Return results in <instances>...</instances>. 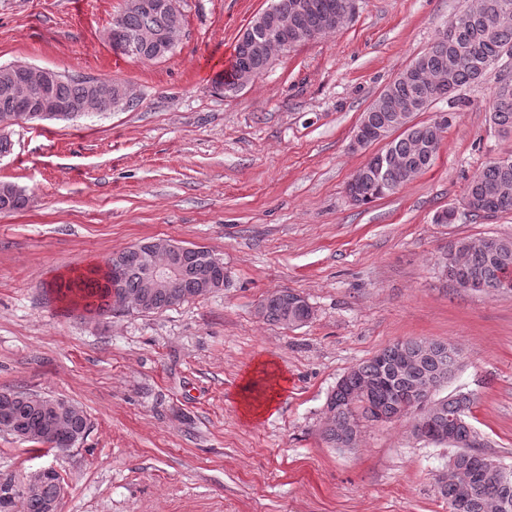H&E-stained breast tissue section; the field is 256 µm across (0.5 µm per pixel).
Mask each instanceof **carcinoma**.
Here are the masks:
<instances>
[{
    "label": "carcinoma",
    "instance_id": "cac0c4a2",
    "mask_svg": "<svg viewBox=\"0 0 512 512\" xmlns=\"http://www.w3.org/2000/svg\"><path fill=\"white\" fill-rule=\"evenodd\" d=\"M507 9L512 12V0H475L470 18L453 25L438 36L432 47L414 59L422 65L424 76L419 81L406 77V72L384 89L370 107L363 112L360 122L369 133L378 130L395 135L382 149L392 160L377 167L370 162L356 170L355 188L361 195L360 204L367 205L377 199L397 193L403 187L400 166L404 165L422 173L435 161L441 145V129L436 119L416 120L417 112H426L441 97L457 91L460 87L479 81L493 66L512 59V27L489 28L493 14ZM122 35L112 43L121 50V44L132 41L136 52L135 62H148L168 55L158 44L151 41L136 42L140 35L150 32L172 33L182 26L183 19H173L162 9L142 11L126 9L121 15ZM463 55L467 61L456 63V57ZM270 59L254 57L247 47V40H238L233 61L218 77L215 84L231 93L236 89L237 74L243 68L258 73L265 72ZM91 79L62 75L53 85L52 92L58 99L68 102L79 118L92 112L97 101L90 89ZM401 99L421 103L419 111L412 112L406 119L408 127L399 131L392 104ZM490 121L504 135L512 134V95L495 98L492 101ZM512 183V166L502 167L499 162H489L481 172L467 184L464 205L474 217H487L512 211V197L504 200L495 193L502 182ZM494 249L479 251L470 246V239H456L450 252L462 262L463 268L484 283L488 292H512V237H494ZM110 265L98 266L85 274H79L66 283L50 289L55 299L71 307H82L98 316H105L112 310V297L122 291L135 292L143 287L145 279L157 260L151 255L132 249L115 253L108 258ZM196 246L185 248L181 253L183 276L177 288H158L151 292L143 312L164 310L195 298L197 281L195 270L201 263ZM293 294L288 290H276L264 300L262 315L267 321L288 327L306 323V314L291 307ZM409 360L413 371L400 373L393 370L402 359ZM387 367L384 385L370 395L363 391L364 383L372 380L380 364ZM462 365L460 355L450 349V343L431 339H408L394 342L381 349L371 359L349 370L348 380L332 395L333 401L344 402V410L338 413L337 424L350 418L358 423L377 422V414L391 419L398 412L403 393L412 381L443 375L453 378ZM13 399L0 409L7 408L11 428L6 434L16 438L32 434L43 428L49 414L43 404L34 399L30 392H11ZM441 409L434 418L437 425H453L455 442L446 444L448 459L470 471L474 486L467 493L463 512H512V470L503 475L493 465L488 455L473 456L470 436L473 428L470 414L473 401L470 394L458 392L440 398ZM56 494L55 479L43 481L38 493L22 500L23 512H45V505ZM15 489L10 483L0 484V512H15Z\"/></svg>",
    "mask_w": 512,
    "mask_h": 512
}]
</instances>
